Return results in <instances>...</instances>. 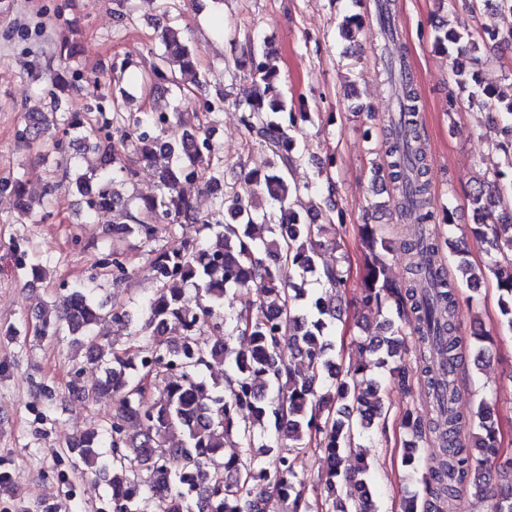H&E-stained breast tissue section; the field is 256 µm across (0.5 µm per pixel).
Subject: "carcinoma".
I'll return each mask as SVG.
<instances>
[{"instance_id":"obj_1","label":"carcinoma","mask_w":512,"mask_h":512,"mask_svg":"<svg viewBox=\"0 0 512 512\" xmlns=\"http://www.w3.org/2000/svg\"><path fill=\"white\" fill-rule=\"evenodd\" d=\"M129 2L117 0L113 18L119 26L133 20ZM374 16L373 37L384 51L394 110L381 126L385 165L374 168V175H386L392 196L371 202V208H392L399 221L416 225L402 242L406 264L400 283L388 275L391 242L380 225L357 226L363 247L358 299L386 312L352 341L356 351L374 355L369 365L356 360L346 365L343 350L336 349L333 336L345 313L347 277L341 266L321 268L316 259L319 237L329 228L336 235L345 228L334 200L336 156L327 155L310 181L301 185L293 179L302 124L311 115L288 110L276 56L267 48L258 50L250 42L232 57L250 82L234 105L241 110L246 147L268 155L263 170L247 172L240 162L229 167L217 156L209 115L224 111V91H207L210 81L196 56L170 26L161 32L164 51L138 79L148 95L161 87L178 91L185 108L122 111L119 98L135 61L114 58L108 66L112 111L98 104L91 116L70 112L66 91L76 77L56 72L44 88L46 111L17 129L16 139L26 147L47 144L45 135L53 129L56 148L72 137L93 154L91 160L66 165L61 183L84 199L88 215L117 212L107 226L112 249L101 260L112 267L113 282L128 276L121 245L136 239L152 255L155 291L141 305L134 357L119 355L103 335L87 362L104 366V377L89 387L78 379L70 384L74 394L107 397L114 404L106 426L79 434L70 447L86 470L104 478L112 512H273L276 507L313 512L298 475L300 456L278 455L267 464L253 454L256 447L269 454L284 440L327 460L321 472L327 512H375L371 464L355 438L386 415L385 385L374 369L402 357L409 334L416 342L415 374L431 390L436 416L425 419L409 407L402 414L410 434L402 463L409 475L419 477L424 492L420 499H404L403 512H443L467 481L474 494L490 499V512H512V457L502 455L494 408L482 397L464 415L455 384L461 348L456 283L476 285L492 276L499 291V325L512 334V82L506 90L484 87L466 66L452 67L460 88H474L468 102L491 110V143L501 162L469 194L478 219L468 234L486 253L485 270L476 271L468 252L458 247L455 273L449 274L438 258L443 246L453 244L457 225L449 209L439 215L432 206L419 95L400 43L395 0H374ZM433 46L442 54L452 46L459 55L488 46L511 51L512 28L485 37L466 26H437ZM145 167L158 175L157 192L138 202L117 196L116 181L131 183ZM230 168L240 172L230 175ZM195 180L214 199L207 214L183 192V183ZM304 190L316 201L313 211L303 214L293 199ZM0 192L31 208L25 174L1 179ZM258 195L270 203L269 210L255 208ZM185 224L197 225L198 237L180 235ZM430 224L439 230L430 231ZM231 291L252 294L256 303L219 320L217 310ZM108 317L123 327L132 322L125 306H109L80 284L64 296L56 319L42 320L36 334H64L80 345ZM237 337L243 340L239 348L233 346ZM285 346L288 361L282 356ZM218 360L227 365L224 379L211 381L206 371ZM160 377L168 382L155 392L152 385ZM468 424L476 432L466 447L457 436ZM431 436L441 445L432 465L418 454ZM230 438L238 452L226 457L224 440Z\"/></svg>"}]
</instances>
